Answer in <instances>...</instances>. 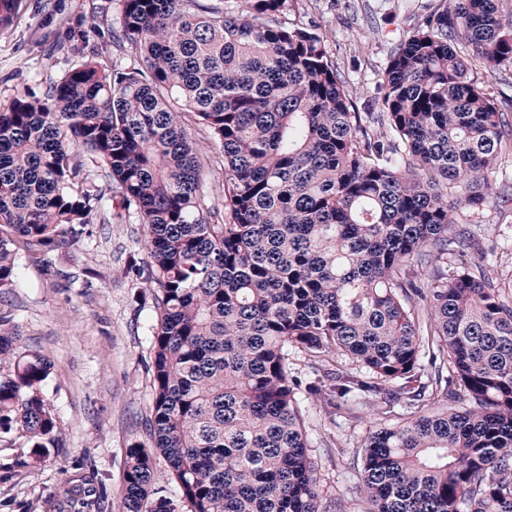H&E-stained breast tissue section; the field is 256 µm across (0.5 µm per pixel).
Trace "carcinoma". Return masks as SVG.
Segmentation results:
<instances>
[{"instance_id":"carcinoma-1","label":"carcinoma","mask_w":512,"mask_h":512,"mask_svg":"<svg viewBox=\"0 0 512 512\" xmlns=\"http://www.w3.org/2000/svg\"><path fill=\"white\" fill-rule=\"evenodd\" d=\"M300 2L122 0L112 49L130 63L96 50L45 98L0 108V293L17 240L78 244L110 200L145 229L128 272L156 288L148 433L188 512H321L303 392L335 416L404 408L362 442L367 512H512V302L458 222L512 150L508 113L469 76L472 54L489 74L512 66V10L437 0L391 50L379 111L359 112L315 26L288 24ZM19 8L0 0V29ZM194 118L224 156L219 212ZM11 322L0 313V432L21 427L36 465L56 428L50 364L17 350ZM293 349L358 369L304 385ZM123 480L122 512H176L145 445Z\"/></svg>"}]
</instances>
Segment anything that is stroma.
Returning <instances> with one entry per match:
<instances>
[{
	"instance_id": "1",
	"label": "stroma",
	"mask_w": 512,
	"mask_h": 512,
	"mask_svg": "<svg viewBox=\"0 0 512 512\" xmlns=\"http://www.w3.org/2000/svg\"><path fill=\"white\" fill-rule=\"evenodd\" d=\"M435 0H306L331 59L345 75L358 111L377 95L390 50L410 23ZM122 0H21L13 28L0 31V107L18 94H42L50 81L81 65L90 50L111 48ZM214 204L224 199V157L218 143L191 125ZM512 190V156L487 179L486 202L463 211L497 264L501 292L512 297V203L495 199ZM90 245H66L50 259L17 252V281L0 295L12 313L11 331L22 350L51 364L44 397L56 412L54 442L41 464L30 465L31 444L22 430L0 433V512H72L60 487L89 480L107 489L87 512H121L126 450L147 442L151 403L149 327L157 318L154 288L127 274L145 256L142 225L93 224ZM309 455L324 512H365L356 463L372 431L399 421L383 417L370 400L353 413L325 414L316 400L300 401Z\"/></svg>"
}]
</instances>
